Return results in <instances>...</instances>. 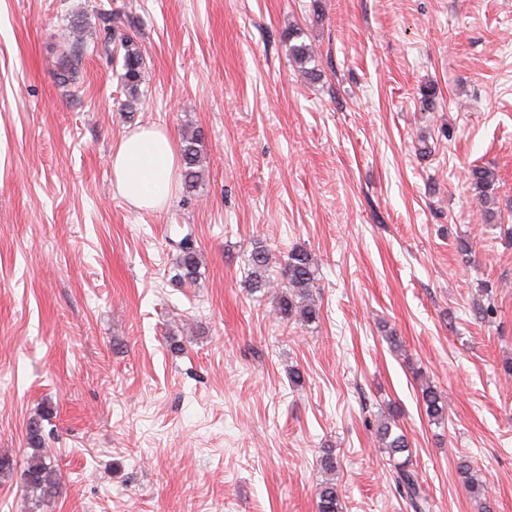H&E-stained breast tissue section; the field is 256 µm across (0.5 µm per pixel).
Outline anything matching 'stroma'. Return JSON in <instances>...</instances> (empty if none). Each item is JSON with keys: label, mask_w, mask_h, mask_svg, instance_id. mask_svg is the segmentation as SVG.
Segmentation results:
<instances>
[{"label": "stroma", "mask_w": 512, "mask_h": 512, "mask_svg": "<svg viewBox=\"0 0 512 512\" xmlns=\"http://www.w3.org/2000/svg\"><path fill=\"white\" fill-rule=\"evenodd\" d=\"M106 11L145 63L129 112L118 42L58 76ZM148 125L202 142L158 211L112 181ZM258 245L315 257L317 323L250 292ZM511 361L512 0H0V454L25 466L42 417L60 475L40 506L0 477V512H316L327 448L344 512H412L375 440L390 411L429 512H512ZM198 144L199 139L196 135L183 138L181 156L183 162L182 177L185 187H193V184L198 181L200 176L199 172L195 170L200 163ZM179 251V257L177 259L176 265L177 270L180 273H177V278L183 283H193L197 276V268L199 265V261L197 258V248L196 246L183 248H177ZM422 400L429 420L436 425L444 424L448 404L442 393L428 385L422 390Z\"/></svg>", "instance_id": "stroma-1"}]
</instances>
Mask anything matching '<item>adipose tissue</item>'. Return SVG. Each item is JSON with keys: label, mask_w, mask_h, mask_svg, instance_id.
Wrapping results in <instances>:
<instances>
[{"label": "adipose tissue", "mask_w": 512, "mask_h": 512, "mask_svg": "<svg viewBox=\"0 0 512 512\" xmlns=\"http://www.w3.org/2000/svg\"><path fill=\"white\" fill-rule=\"evenodd\" d=\"M177 168L175 144L158 127L129 132L112 153L114 185L139 210H157L167 204Z\"/></svg>", "instance_id": "adipose-tissue-1"}]
</instances>
